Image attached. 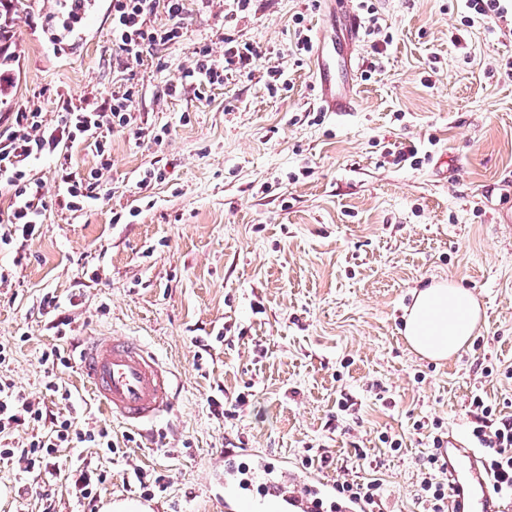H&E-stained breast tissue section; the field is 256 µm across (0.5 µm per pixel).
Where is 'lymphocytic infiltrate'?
Masks as SVG:
<instances>
[{
	"label": "lymphocytic infiltrate",
	"instance_id": "obj_1",
	"mask_svg": "<svg viewBox=\"0 0 512 512\" xmlns=\"http://www.w3.org/2000/svg\"><path fill=\"white\" fill-rule=\"evenodd\" d=\"M168 23L158 25L151 21L153 0H112V48L126 63H140L144 55L159 46L180 42L185 0H164ZM261 50L253 44L231 38L224 41V59L216 61L207 51L195 53L192 67L184 73L186 82L196 91L223 85L224 73L236 70L250 75L252 65L260 59ZM135 93L132 89L114 92L111 103H66L60 124L47 126L39 112H20L15 116L16 127L0 134V179L4 180L10 196V206L0 217V244L14 239L30 240L39 231L43 202V183L31 178L30 167L47 156L59 157L61 175V202L71 211L78 210L84 200L93 198L98 171L89 176L71 172L72 162L68 147L83 144L108 167L111 141L109 136L133 123ZM471 419V436L477 447L483 448V460L493 492L504 499H512V416L496 413L492 404L480 391H473L467 406ZM45 424L48 431L33 436L27 447L14 449L8 441L20 427ZM417 435L425 438L432 453L424 468L420 483L421 498L427 512H448V481L445 464L439 451L447 447L448 438L440 424L417 423ZM94 432L77 428L73 417L54 414L32 402L14 385L0 382V458L20 457L28 470L55 475L53 457L58 448L73 441H95Z\"/></svg>",
	"mask_w": 512,
	"mask_h": 512
}]
</instances>
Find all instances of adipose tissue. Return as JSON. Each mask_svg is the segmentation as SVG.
<instances>
[{"instance_id":"ef3b65f1","label":"adipose tissue","mask_w":512,"mask_h":512,"mask_svg":"<svg viewBox=\"0 0 512 512\" xmlns=\"http://www.w3.org/2000/svg\"><path fill=\"white\" fill-rule=\"evenodd\" d=\"M479 320L475 300L452 284H435L417 292L404 321L408 343L421 355L444 360L470 340Z\"/></svg>"}]
</instances>
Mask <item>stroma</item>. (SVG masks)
Listing matches in <instances>:
<instances>
[{
	"label": "stroma",
	"instance_id": "35a3bbf8",
	"mask_svg": "<svg viewBox=\"0 0 512 512\" xmlns=\"http://www.w3.org/2000/svg\"><path fill=\"white\" fill-rule=\"evenodd\" d=\"M371 2L392 41L380 55L360 41L358 104L343 114L319 111L312 57L294 52L296 30L318 39L324 0L243 12L186 0L182 40L131 65L112 51V0L85 13L74 43L48 40L67 22L59 0H30L14 19L0 132L16 113L53 126L59 99L126 87L136 120L113 133L102 198L82 211L59 206L56 160L36 165L43 224L0 247V380L106 432L111 449L82 443L58 458L105 482L90 503L65 477L1 459L0 512H101L139 494L137 469L161 477L160 512H221L206 480L230 439L331 482L381 479L382 512H424L431 450L414 421L468 437L478 388L512 415V77L491 68L512 60V23L466 25L464 0ZM228 37L261 48L252 76L225 71L198 97L183 71L199 48L223 60ZM411 141L422 164L395 162ZM437 281L481 311L439 363L403 337L414 290ZM48 294L60 302L49 314ZM110 334L145 341L176 374L160 432L102 413L80 382L71 338ZM55 348L67 365L45 361ZM239 395L235 416L213 413L212 400Z\"/></svg>",
	"mask_w": 512,
	"mask_h": 512
}]
</instances>
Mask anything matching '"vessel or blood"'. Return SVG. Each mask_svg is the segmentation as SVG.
Segmentation results:
<instances>
[{
  "label": "vessel or blood",
  "mask_w": 512,
  "mask_h": 512,
  "mask_svg": "<svg viewBox=\"0 0 512 512\" xmlns=\"http://www.w3.org/2000/svg\"><path fill=\"white\" fill-rule=\"evenodd\" d=\"M338 4L348 39L332 51L318 47L313 57V74L321 90L325 112L355 111L357 100L343 73L352 66V54L359 37L361 19L349 0H326ZM80 374L99 406L123 424L142 427L156 422L173 409L174 374L157 355L132 336L91 338L80 357ZM443 455L453 499L463 512H512L511 502L494 501L487 477L476 452L466 443L449 438ZM236 451L227 450L214 467L212 484L224 491L226 512H254L256 499L243 493L235 468ZM257 472L268 474L260 498L280 504L282 512H313L317 501L336 495L334 484L311 471H296L287 462H272L253 453Z\"/></svg>",
  "instance_id": "b4317fda"
}]
</instances>
